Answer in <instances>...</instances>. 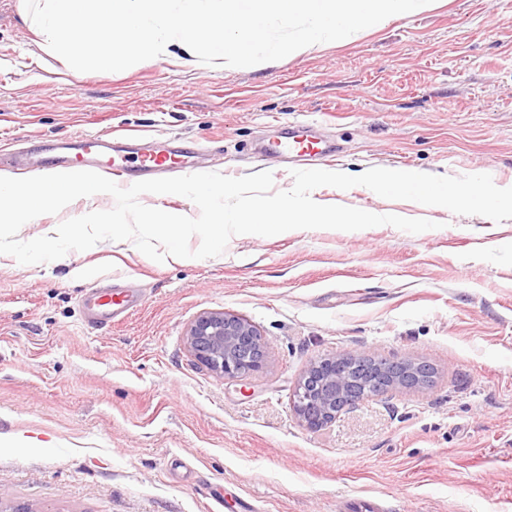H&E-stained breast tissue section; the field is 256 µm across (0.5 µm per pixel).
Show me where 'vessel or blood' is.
I'll list each match as a JSON object with an SVG mask.
<instances>
[{
	"mask_svg": "<svg viewBox=\"0 0 512 512\" xmlns=\"http://www.w3.org/2000/svg\"><path fill=\"white\" fill-rule=\"evenodd\" d=\"M257 152L288 158L289 162H310L319 157L336 156L335 146L313 134L310 127L294 124L283 129L276 140L257 145ZM196 150L175 142L164 149L148 143H134L128 136L98 134L40 146L14 157L17 168L47 171L54 168L85 167L106 170L118 183L129 186L149 176L174 168L195 167ZM144 302L140 288L125 282H112L89 288L82 301L85 322L104 327L128 317Z\"/></svg>",
	"mask_w": 512,
	"mask_h": 512,
	"instance_id": "obj_1",
	"label": "vessel or blood"
}]
</instances>
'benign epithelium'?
<instances>
[{
	"mask_svg": "<svg viewBox=\"0 0 512 512\" xmlns=\"http://www.w3.org/2000/svg\"><path fill=\"white\" fill-rule=\"evenodd\" d=\"M188 349L194 359L225 380L242 381L263 369L264 342L248 320L227 311H206L187 330ZM362 383L374 386L373 394L389 390L425 387L431 368L423 363L398 361L340 352L321 357L299 378L292 408L301 424L318 430L357 402L352 372Z\"/></svg>",
	"mask_w": 512,
	"mask_h": 512,
	"instance_id": "1",
	"label": "benign epithelium"
}]
</instances>
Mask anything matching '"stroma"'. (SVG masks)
Segmentation results:
<instances>
[{"mask_svg":"<svg viewBox=\"0 0 512 512\" xmlns=\"http://www.w3.org/2000/svg\"><path fill=\"white\" fill-rule=\"evenodd\" d=\"M291 123L336 140L327 171L417 168L512 182V0L442 7L236 68L172 57L72 73L0 0V173L41 140L115 130L194 142L209 171L292 165L248 146ZM329 204L437 222L411 234L292 230L232 237L206 259L154 261L104 240L51 266L0 254V498L37 512H512V219L320 187ZM84 277H71L74 268ZM138 280L140 310L102 330L79 306L96 280ZM253 322L264 368L221 379L191 356L205 311ZM339 352L430 364L319 430L292 410L309 364Z\"/></svg>","mask_w":512,"mask_h":512,"instance_id":"obj_1","label":"stroma"}]
</instances>
